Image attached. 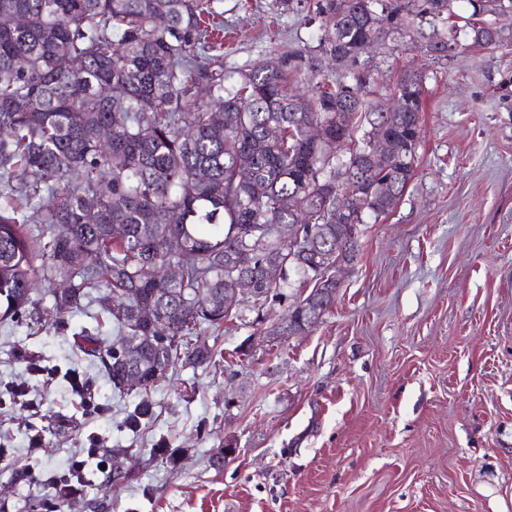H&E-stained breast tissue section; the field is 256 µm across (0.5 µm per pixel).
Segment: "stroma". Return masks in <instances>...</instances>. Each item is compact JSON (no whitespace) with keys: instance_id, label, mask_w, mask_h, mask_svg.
Segmentation results:
<instances>
[{"instance_id":"1","label":"stroma","mask_w":512,"mask_h":512,"mask_svg":"<svg viewBox=\"0 0 512 512\" xmlns=\"http://www.w3.org/2000/svg\"><path fill=\"white\" fill-rule=\"evenodd\" d=\"M214 7L228 68L315 49L323 34L278 0ZM369 64L386 98L422 76L423 133L395 208L360 225L331 310L272 341L288 302H241L199 339L214 364L176 367L137 433L123 424L137 391H114L72 344L97 307L62 324L46 300L0 325V512H40L53 495L41 474L66 472L93 433L123 449L127 478L95 471L59 512H512V28L496 48L435 59L395 34ZM29 354L45 375L29 376ZM72 370L97 413L71 394ZM21 381L32 407L13 401ZM159 443L170 460L155 458Z\"/></svg>"}]
</instances>
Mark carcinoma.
I'll list each match as a JSON object with an SVG mask.
<instances>
[{"label": "carcinoma", "mask_w": 512, "mask_h": 512, "mask_svg": "<svg viewBox=\"0 0 512 512\" xmlns=\"http://www.w3.org/2000/svg\"><path fill=\"white\" fill-rule=\"evenodd\" d=\"M469 2L494 22L467 18L427 37L420 27L448 21V0H280L321 18L318 48L339 69L330 81L302 49L224 69V43L212 38L223 13L211 0H0V18L24 19L0 24V323L46 297L62 318L97 303L116 339L105 344L99 327L76 342L118 391L129 368L121 337H152L141 353L144 393L124 421L139 431L152 416L149 389L181 360L211 363L194 338L236 316L224 289H245L260 309L288 297L291 277L317 278V262L297 248L290 272L266 279L267 263L288 260L271 225L298 224L303 241L312 235L320 251L336 250L330 187L348 168L374 173L348 198L345 219L392 211L415 174L422 91L404 80L397 110L369 98L362 45L412 31L417 49L437 57L450 43L466 47L468 29L473 44L498 45L512 0ZM375 118L390 138L379 159ZM314 124L326 142L312 141ZM113 225L124 234L113 236ZM244 244L255 262L232 274L224 258ZM171 265L180 276L159 277Z\"/></svg>", "instance_id": "obj_1"}]
</instances>
